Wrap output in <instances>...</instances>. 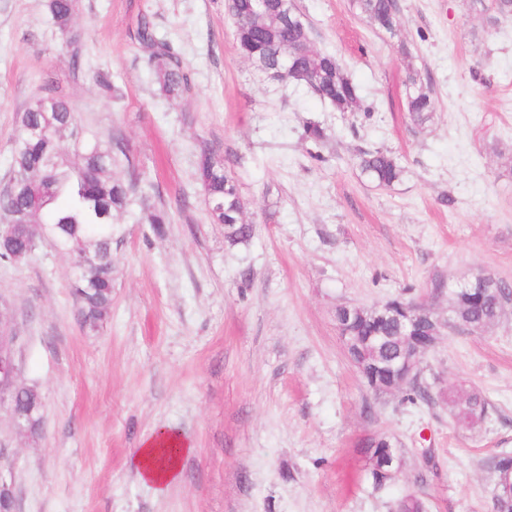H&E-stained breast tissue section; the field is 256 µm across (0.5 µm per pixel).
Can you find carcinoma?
Returning a JSON list of instances; mask_svg holds the SVG:
<instances>
[{"label": "carcinoma", "mask_w": 512, "mask_h": 512, "mask_svg": "<svg viewBox=\"0 0 512 512\" xmlns=\"http://www.w3.org/2000/svg\"><path fill=\"white\" fill-rule=\"evenodd\" d=\"M488 18L512 15V0H472ZM354 13L367 20L381 34H397L398 0H350ZM54 25L71 48L72 65L79 63L80 35L73 29L79 0H46ZM228 12L234 21V39L240 54L251 65L272 78L303 85L338 112L365 111L358 86L342 72L336 55L312 47V24L296 0H229ZM135 39L148 51L147 62L155 74L159 95L182 99L192 91L183 59L172 46L155 36L151 24L142 20ZM407 112L414 122L423 124L435 112L432 90L423 86L420 74L409 69L406 85ZM37 127L32 138L28 129ZM80 142L79 161L69 160L66 143ZM127 157L122 138L115 136L102 144L81 139V131L68 101L50 87L44 89L20 114L12 143V176L0 196V223L26 224L27 231L0 243V260L26 252L32 244L52 247L71 254L78 262L72 275V294L77 302L81 327L97 330L112 308V217L128 212L148 198L150 186L128 182L113 175L118 161ZM360 173L379 187L400 182L406 169L397 159L380 149H362L358 155ZM209 217L224 224L225 240L236 245L247 241L253 227L242 220L244 203L234 176L224 169L222 160L207 147L200 148L196 168ZM476 288H453L449 295V314L477 330L493 325L501 308L508 304L506 290L512 284L481 275ZM405 298L393 299L395 307L387 313L362 309L353 317L351 334L364 341L378 336V360L394 367L401 353L396 337L404 332L398 306ZM406 400L430 405L433 397L425 379L405 386ZM458 426L474 428L488 413V403L479 392L456 384L440 393ZM369 473L375 488L390 484L394 468L385 466L386 447L368 440L364 445ZM496 512H512V490L493 489ZM396 512H425V503L408 494L396 504Z\"/></svg>", "instance_id": "1"}]
</instances>
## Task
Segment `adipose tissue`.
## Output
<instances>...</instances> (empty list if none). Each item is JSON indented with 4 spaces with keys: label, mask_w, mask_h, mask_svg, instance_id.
<instances>
[{
    "label": "adipose tissue",
    "mask_w": 512,
    "mask_h": 512,
    "mask_svg": "<svg viewBox=\"0 0 512 512\" xmlns=\"http://www.w3.org/2000/svg\"><path fill=\"white\" fill-rule=\"evenodd\" d=\"M190 451L178 435L162 431L146 440L138 449L134 463L141 482L165 492L180 478L181 459Z\"/></svg>",
    "instance_id": "1"
}]
</instances>
